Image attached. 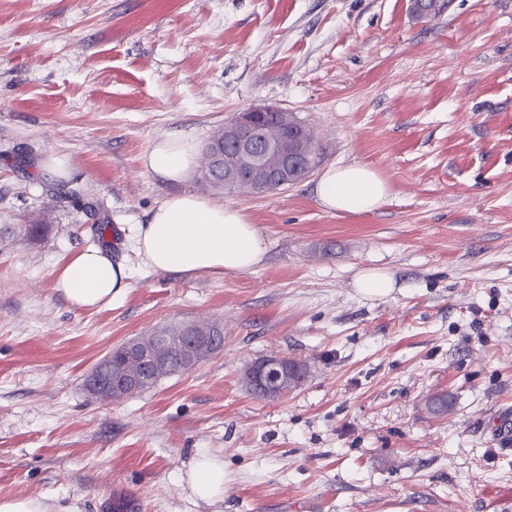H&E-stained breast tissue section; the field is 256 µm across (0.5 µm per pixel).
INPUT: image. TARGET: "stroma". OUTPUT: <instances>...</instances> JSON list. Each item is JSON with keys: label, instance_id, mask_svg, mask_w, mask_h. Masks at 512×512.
<instances>
[{"label": "stroma", "instance_id": "1", "mask_svg": "<svg viewBox=\"0 0 512 512\" xmlns=\"http://www.w3.org/2000/svg\"><path fill=\"white\" fill-rule=\"evenodd\" d=\"M309 125L316 166L255 196L180 185L243 209L268 245L241 273L140 269L127 238L172 187L140 159L170 133L204 145L247 108ZM67 155L65 198L40 168ZM378 171V211L315 195L330 165ZM46 230L33 237L29 225ZM100 247L134 273L123 299L70 307L61 261ZM393 276L385 295L362 270ZM205 321L224 346L155 388L88 397V370L159 327ZM306 363L298 389L253 397L244 367ZM445 392L446 415L425 401ZM512 0H0V498L78 512H489L512 489ZM224 501L195 503L197 451ZM354 285L364 293L385 294L394 288V280L384 272L366 271L355 277ZM186 481L194 499L208 505L224 501V461L216 455L196 454L188 466Z\"/></svg>", "mask_w": 512, "mask_h": 512}]
</instances>
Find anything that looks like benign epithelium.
<instances>
[{
    "instance_id": "1",
    "label": "benign epithelium",
    "mask_w": 512,
    "mask_h": 512,
    "mask_svg": "<svg viewBox=\"0 0 512 512\" xmlns=\"http://www.w3.org/2000/svg\"><path fill=\"white\" fill-rule=\"evenodd\" d=\"M273 111L271 107L251 108L239 114L236 119L224 128V144L234 148L252 166L263 163L264 155L274 152L279 157V166L271 171L264 181L248 183L246 191L253 195H264L269 189L289 184L288 172L302 166L301 159L293 152L289 144L268 143L262 147L256 142L257 119ZM161 346L155 349L144 347L138 340L126 341L122 350L128 357L137 359L142 364L143 373L134 378L129 376L121 366L112 362V356L105 357L96 364L85 376V388L91 391H102V400L112 399L108 391L122 388L129 384L147 383L164 373L169 362V348L176 344L183 350L185 368L190 370L210 354L208 337L203 336L192 323L182 325L180 335L170 336L166 329L158 331ZM245 384L249 388H262L269 393L283 395L288 393L291 377L288 366L282 363V357L269 355L251 362L245 369Z\"/></svg>"
}]
</instances>
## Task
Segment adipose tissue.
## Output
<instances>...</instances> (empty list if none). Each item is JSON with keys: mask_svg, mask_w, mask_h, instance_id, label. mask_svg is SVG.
Masks as SVG:
<instances>
[{"mask_svg": "<svg viewBox=\"0 0 512 512\" xmlns=\"http://www.w3.org/2000/svg\"><path fill=\"white\" fill-rule=\"evenodd\" d=\"M197 150L188 136L158 138L141 158L144 170L173 184V191L134 225L131 247L150 272L174 276L239 273L259 266L267 247L256 224L241 209L179 188L193 171ZM315 195L329 212L371 213L388 199L386 181L361 164L330 166L319 177ZM131 269L109 251L89 247L72 253L59 267L56 294L77 309L109 305L130 286ZM186 481L191 496L215 505L224 499V462L212 454H196Z\"/></svg>", "mask_w": 512, "mask_h": 512, "instance_id": "1", "label": "adipose tissue"}]
</instances>
